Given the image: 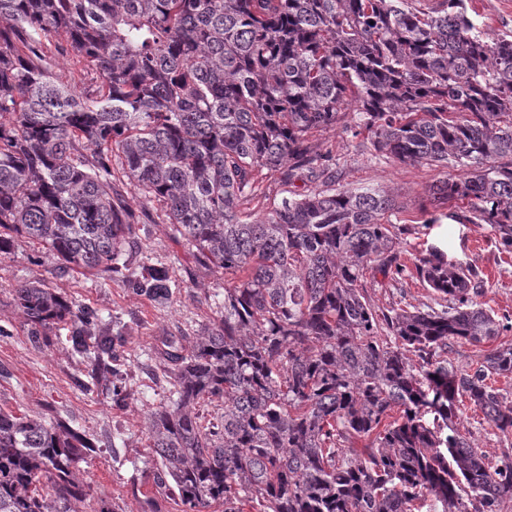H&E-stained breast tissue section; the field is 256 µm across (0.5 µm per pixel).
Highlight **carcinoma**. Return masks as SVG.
<instances>
[{
	"label": "carcinoma",
	"mask_w": 512,
	"mask_h": 512,
	"mask_svg": "<svg viewBox=\"0 0 512 512\" xmlns=\"http://www.w3.org/2000/svg\"><path fill=\"white\" fill-rule=\"evenodd\" d=\"M66 42L100 85L59 83L42 49ZM397 161L459 174L432 189L512 250V36L477 30L465 0H0V258L14 238L64 267L117 275L136 243L112 200L124 174L224 276L216 318L159 357L175 379L146 431L158 492L182 512H505L512 457L496 466L455 427L468 396L504 436L512 340L460 370L436 350L479 346L512 318L475 300L476 275L430 245L413 275L445 305L377 311L366 282L406 271L382 190L341 185L244 206L263 171L336 179L308 134L348 124ZM137 290L171 300L164 266ZM28 336L66 341L95 387L127 392L97 310L37 282L13 289ZM414 352L418 360L408 357ZM223 412L203 421L198 404ZM97 443L0 408V512H118L93 502L82 464Z\"/></svg>",
	"instance_id": "obj_1"
}]
</instances>
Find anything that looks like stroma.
Listing matches in <instances>:
<instances>
[{"mask_svg": "<svg viewBox=\"0 0 512 512\" xmlns=\"http://www.w3.org/2000/svg\"><path fill=\"white\" fill-rule=\"evenodd\" d=\"M469 14L489 37L512 35V0H466ZM54 58L53 74L61 83L87 95L100 79L78 64L66 45L48 42ZM314 149L330 153L337 170V184L353 188H378L392 193L401 205L388 214L390 223L407 227L402 256L436 245L452 259L473 270L483 285L482 303L498 314L512 316V252L505 251L497 232L488 224H460L449 216L432 220L428 210L432 185L447 177L446 169L406 166L363 146L351 132L335 126L310 136ZM311 187L302 176L285 173L260 176L249 208L262 213L282 198L301 195ZM112 194L133 215L139 235L137 245L124 251L126 275L142 266L160 263L174 284L171 303L160 305L108 276L84 274L45 259L39 243L19 237L9 258L0 260V326L9 336L0 337V407L60 419L85 431L100 447L87 466L94 495L120 506L122 512H143V503L156 494L153 478L141 462L149 456L145 416L164 401L173 388L169 368L153 351L163 337L186 344L214 317V295L224 280L199 265L193 247L166 224L157 204L139 198L127 179L112 181ZM38 281L62 296L96 309L105 321L118 322L127 338L124 368L129 376V398L112 400L108 389L88 388L84 364L66 345V329H57L51 343L31 346L24 319L12 303L13 288ZM367 296L380 309L426 310L436 296L410 275L368 284ZM458 431L485 454L490 465L504 459L512 442L472 403L460 407Z\"/></svg>", "mask_w": 512, "mask_h": 512, "instance_id": "obj_1", "label": "stroma"}]
</instances>
